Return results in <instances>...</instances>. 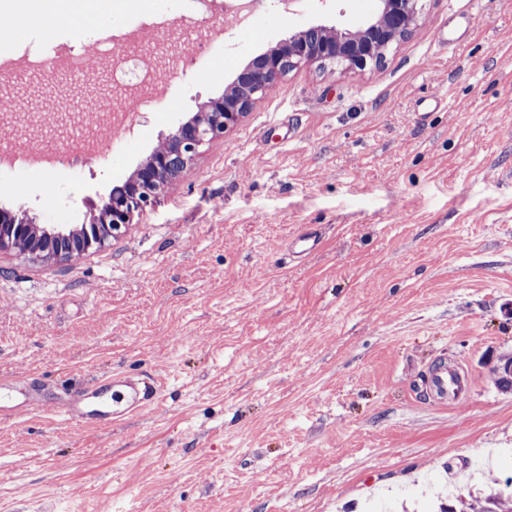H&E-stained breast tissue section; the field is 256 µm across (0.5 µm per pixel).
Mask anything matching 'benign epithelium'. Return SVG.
<instances>
[{
	"mask_svg": "<svg viewBox=\"0 0 512 512\" xmlns=\"http://www.w3.org/2000/svg\"><path fill=\"white\" fill-rule=\"evenodd\" d=\"M418 17L419 0H377L373 17L355 29L312 26L289 34L254 57L223 95L201 104L119 189L101 199L95 229L87 233L84 248L105 246L155 206L169 183L194 164L201 149L224 138L289 72L336 61L360 71L377 66L390 47L411 31ZM0 224H12L21 234L36 227L23 210L4 207L0 208Z\"/></svg>",
	"mask_w": 512,
	"mask_h": 512,
	"instance_id": "benign-epithelium-1",
	"label": "benign epithelium"
}]
</instances>
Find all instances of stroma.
<instances>
[{"mask_svg": "<svg viewBox=\"0 0 512 512\" xmlns=\"http://www.w3.org/2000/svg\"><path fill=\"white\" fill-rule=\"evenodd\" d=\"M73 0H0L18 26L0 64L9 112L37 118L62 88L47 61L138 32L181 54L134 141L111 162L0 174V207L78 227L166 136L256 55L311 25L354 28L373 0L254 7L137 0L74 36ZM377 69L313 64L272 87L107 246L59 263L0 249V381L57 390L151 374L160 402L110 425L53 412L0 420V512H408L429 481L460 494L512 478V0H421ZM452 32L453 45L440 33ZM319 252L295 260L302 226ZM469 391L421 395L435 359Z\"/></svg>", "mask_w": 512, "mask_h": 512, "instance_id": "35a3bbf8", "label": "stroma"}]
</instances>
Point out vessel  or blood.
Here are the masks:
<instances>
[{"label": "vessel or blood", "instance_id": "vessel-or-blood-1", "mask_svg": "<svg viewBox=\"0 0 512 512\" xmlns=\"http://www.w3.org/2000/svg\"><path fill=\"white\" fill-rule=\"evenodd\" d=\"M321 241L316 233L303 232L291 236L288 249L299 256L317 251ZM466 388L459 369L447 361L434 362L428 369L425 392L433 403L446 406L459 399ZM161 387L157 377L132 379L123 373L113 374L103 385L91 390L71 393L65 401L42 385L23 386L14 382H0V414L18 417L44 407L56 409L66 419L86 423L101 417L120 421L157 401Z\"/></svg>", "mask_w": 512, "mask_h": 512}]
</instances>
